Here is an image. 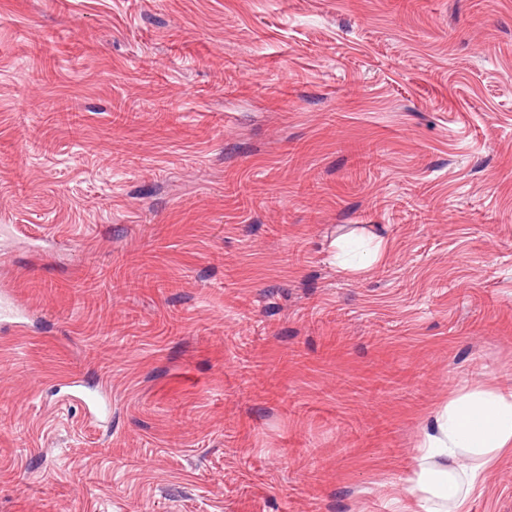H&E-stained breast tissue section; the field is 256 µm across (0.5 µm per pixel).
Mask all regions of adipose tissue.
Listing matches in <instances>:
<instances>
[{
  "mask_svg": "<svg viewBox=\"0 0 512 512\" xmlns=\"http://www.w3.org/2000/svg\"><path fill=\"white\" fill-rule=\"evenodd\" d=\"M512 450V391L465 393L435 411L417 449L407 481L413 508L394 512H465L482 474ZM470 464L459 468L461 457Z\"/></svg>",
  "mask_w": 512,
  "mask_h": 512,
  "instance_id": "obj_1",
  "label": "adipose tissue"
}]
</instances>
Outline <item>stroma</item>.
I'll return each instance as SVG.
<instances>
[{"label": "stroma", "mask_w": 512, "mask_h": 512, "mask_svg": "<svg viewBox=\"0 0 512 512\" xmlns=\"http://www.w3.org/2000/svg\"><path fill=\"white\" fill-rule=\"evenodd\" d=\"M1 224L0 512H392L512 388V0H0ZM71 387L70 393L66 395V402H72L80 405L86 417L91 421L101 422L100 418L107 412L104 400L111 393V387L107 381L98 382L100 397L87 394L83 389V383L80 380L73 379L69 383Z\"/></svg>", "instance_id": "35a3bbf8"}]
</instances>
